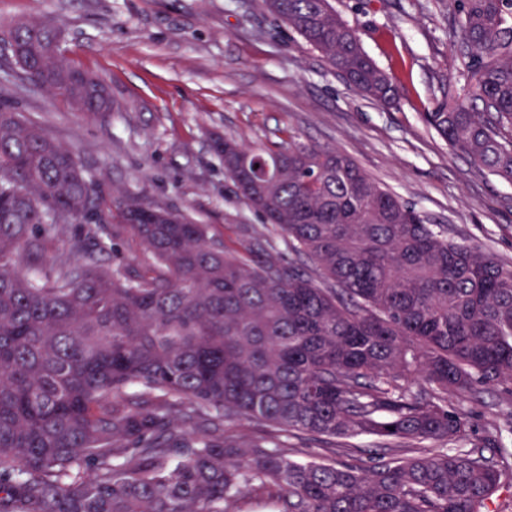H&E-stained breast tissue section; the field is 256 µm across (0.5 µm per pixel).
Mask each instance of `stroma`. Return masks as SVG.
<instances>
[{"mask_svg":"<svg viewBox=\"0 0 512 512\" xmlns=\"http://www.w3.org/2000/svg\"><path fill=\"white\" fill-rule=\"evenodd\" d=\"M364 49L393 78L386 107L352 90L321 54L276 21L264 0H0V27L44 19L72 64L108 88L113 111L93 118L24 82L0 54V102L73 149L102 191L206 225L234 254L265 236L284 262L328 281L236 193L214 150L232 137L270 147L299 142L349 154L458 242L512 267V182L452 152L424 119L442 90L464 95L448 30L452 0H332ZM476 431H512V397L484 391Z\"/></svg>","mask_w":512,"mask_h":512,"instance_id":"1","label":"stroma"}]
</instances>
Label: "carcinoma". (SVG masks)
<instances>
[{
  "mask_svg": "<svg viewBox=\"0 0 512 512\" xmlns=\"http://www.w3.org/2000/svg\"><path fill=\"white\" fill-rule=\"evenodd\" d=\"M266 4L350 88L395 102L330 0ZM458 14L448 37L472 92L442 91L423 119L512 182V0H458ZM13 39L37 85L112 112L48 22L17 23ZM216 150L332 287L272 247L238 257L205 225L137 202L112 236L139 239L140 269L103 267L99 186L74 151L0 106V512H492L498 427L473 445L470 419L481 388L512 396V268L448 238L342 151L294 135ZM69 223L85 228L58 255ZM239 418L324 440L368 433L382 448L367 468L301 464L272 438L224 433Z\"/></svg>",
  "mask_w": 512,
  "mask_h": 512,
  "instance_id": "carcinoma-1",
  "label": "carcinoma"
}]
</instances>
